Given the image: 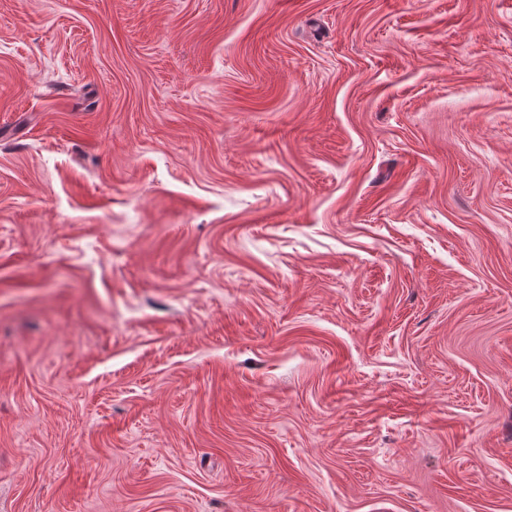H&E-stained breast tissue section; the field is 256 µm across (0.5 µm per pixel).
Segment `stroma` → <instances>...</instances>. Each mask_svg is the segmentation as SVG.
<instances>
[{"label": "stroma", "instance_id": "35a3bbf8", "mask_svg": "<svg viewBox=\"0 0 512 512\" xmlns=\"http://www.w3.org/2000/svg\"><path fill=\"white\" fill-rule=\"evenodd\" d=\"M0 512H512V0H0Z\"/></svg>", "mask_w": 512, "mask_h": 512}]
</instances>
